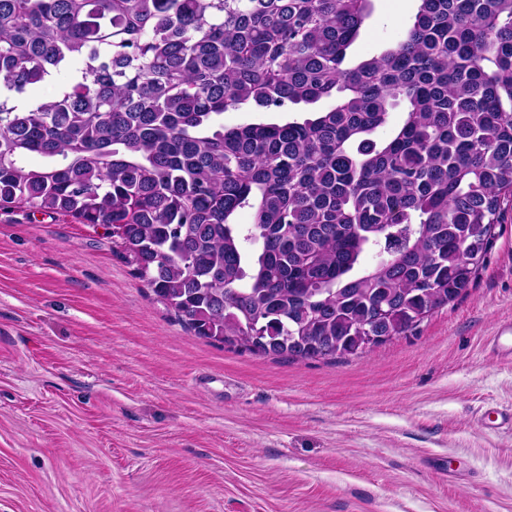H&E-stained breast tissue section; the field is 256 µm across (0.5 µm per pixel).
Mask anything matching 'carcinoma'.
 <instances>
[{
  "label": "carcinoma",
  "instance_id": "1",
  "mask_svg": "<svg viewBox=\"0 0 512 512\" xmlns=\"http://www.w3.org/2000/svg\"><path fill=\"white\" fill-rule=\"evenodd\" d=\"M372 11L0 0V208L108 226L133 274L230 350L334 361L414 332L470 288L512 202V0H417L401 39L349 67Z\"/></svg>",
  "mask_w": 512,
  "mask_h": 512
}]
</instances>
